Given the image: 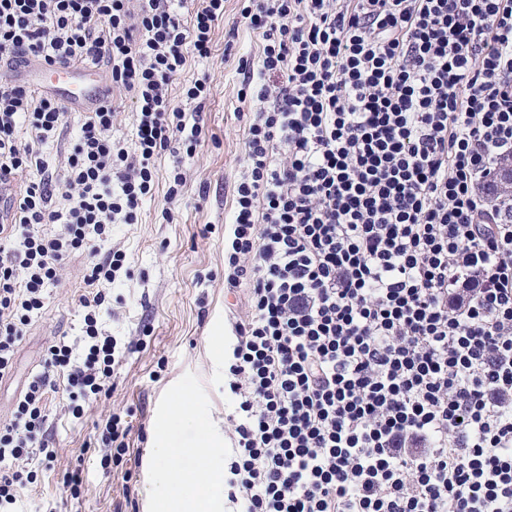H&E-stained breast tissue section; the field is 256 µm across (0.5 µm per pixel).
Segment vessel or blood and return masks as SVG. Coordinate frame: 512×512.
Returning a JSON list of instances; mask_svg holds the SVG:
<instances>
[{"label": "vessel or blood", "mask_w": 512, "mask_h": 512, "mask_svg": "<svg viewBox=\"0 0 512 512\" xmlns=\"http://www.w3.org/2000/svg\"><path fill=\"white\" fill-rule=\"evenodd\" d=\"M29 76L32 91L53 90L74 112L95 111L112 92L99 69L80 61L64 65L39 61L33 64Z\"/></svg>", "instance_id": "vessel-or-blood-1"}]
</instances>
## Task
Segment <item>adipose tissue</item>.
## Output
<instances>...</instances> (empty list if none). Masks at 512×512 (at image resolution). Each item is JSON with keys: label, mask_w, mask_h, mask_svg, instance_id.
I'll return each instance as SVG.
<instances>
[{"label": "adipose tissue", "mask_w": 512, "mask_h": 512, "mask_svg": "<svg viewBox=\"0 0 512 512\" xmlns=\"http://www.w3.org/2000/svg\"><path fill=\"white\" fill-rule=\"evenodd\" d=\"M221 446V438L209 432H199L187 448L157 441L161 466L151 491L156 512H215L224 493V470L213 463Z\"/></svg>", "instance_id": "ef3b65f1"}]
</instances>
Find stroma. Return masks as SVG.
Segmentation results:
<instances>
[{
  "instance_id": "35a3bbf8",
  "label": "stroma",
  "mask_w": 512,
  "mask_h": 512,
  "mask_svg": "<svg viewBox=\"0 0 512 512\" xmlns=\"http://www.w3.org/2000/svg\"><path fill=\"white\" fill-rule=\"evenodd\" d=\"M260 46L240 15L239 0H224L210 56L189 59L174 80L171 97L181 106L185 87L209 74V94L197 115L206 141L194 156L176 142L156 159L152 194L140 203L135 221L112 227L109 245L125 252L129 273L98 285L116 311L102 316L103 332L123 344L138 338L145 344L113 376L109 397L86 407L81 417L65 413L58 395L48 394L45 412L56 459L21 490V512H154L148 489L160 466L153 451L158 434L167 433L178 448L196 438L171 412L181 394L193 397L203 425L227 434L234 397L225 386L223 348L249 310L245 291H224V224L232 214L245 127L237 68L240 59H257ZM177 160L184 185L170 201L166 192ZM90 266L88 253L71 255L60 281L48 288L44 308L25 328L12 370L0 378V426L9 422L51 344L62 338L81 353L78 297ZM115 411L129 414V451L122 462L105 466L98 440ZM76 469L84 484L74 498L64 476Z\"/></svg>"
}]
</instances>
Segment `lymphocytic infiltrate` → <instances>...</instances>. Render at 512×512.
Segmentation results:
<instances>
[{
    "label": "lymphocytic infiltrate",
    "instance_id": "obj_1",
    "mask_svg": "<svg viewBox=\"0 0 512 512\" xmlns=\"http://www.w3.org/2000/svg\"><path fill=\"white\" fill-rule=\"evenodd\" d=\"M261 38L224 288L248 290L225 375L224 490L240 512H512V217L479 184L512 154V0H241ZM224 0H0V62L104 69L130 96L88 113L62 170L64 105L0 78V376L66 260L94 263L84 348L50 346L0 427V512L52 461L47 393L73 416L132 346L104 335L100 253L152 191L154 161L204 136L169 87L209 57ZM120 99L117 91H114V100ZM122 102L120 112L117 119L112 126V138L114 140H121L125 143H131L134 133V120H135V106L133 102L127 97L122 95Z\"/></svg>",
    "mask_w": 512,
    "mask_h": 512
}]
</instances>
